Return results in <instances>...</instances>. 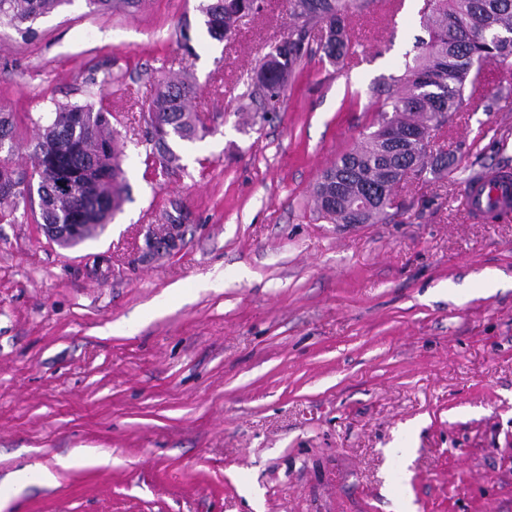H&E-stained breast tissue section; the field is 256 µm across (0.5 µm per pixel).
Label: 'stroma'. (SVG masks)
<instances>
[{"instance_id": "35a3bbf8", "label": "stroma", "mask_w": 512, "mask_h": 512, "mask_svg": "<svg viewBox=\"0 0 512 512\" xmlns=\"http://www.w3.org/2000/svg\"><path fill=\"white\" fill-rule=\"evenodd\" d=\"M199 3L73 0L34 38L0 26V110L27 127L48 98L110 100L130 186L75 247L0 224V512H512V219L459 205L467 179L512 169L499 70L436 133L448 172L400 184L386 222L333 224L313 189L376 130L424 0L352 17L345 66L315 27L278 111L250 121L285 0L222 42ZM178 73L207 133L161 176L144 120ZM176 204L182 247L142 259Z\"/></svg>"}]
</instances>
